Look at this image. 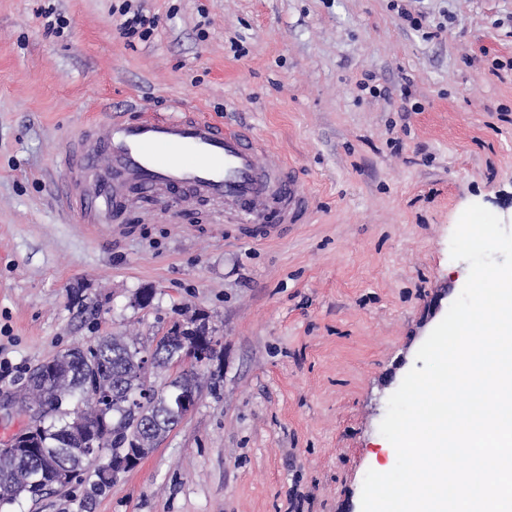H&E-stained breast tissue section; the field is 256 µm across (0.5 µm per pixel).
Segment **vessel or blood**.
Returning a JSON list of instances; mask_svg holds the SVG:
<instances>
[{
  "instance_id": "1",
  "label": "vessel or blood",
  "mask_w": 512,
  "mask_h": 512,
  "mask_svg": "<svg viewBox=\"0 0 512 512\" xmlns=\"http://www.w3.org/2000/svg\"><path fill=\"white\" fill-rule=\"evenodd\" d=\"M266 152L248 131L189 112L129 119L118 110L65 144L62 200L87 234L116 235L132 195L180 189L193 199L224 202L230 218L263 225L270 239L269 216L304 223L311 194L290 166Z\"/></svg>"
}]
</instances>
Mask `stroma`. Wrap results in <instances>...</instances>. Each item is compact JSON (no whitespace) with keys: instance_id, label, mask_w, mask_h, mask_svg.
Instances as JSON below:
<instances>
[{"instance_id":"stroma-1","label":"stroma","mask_w":512,"mask_h":512,"mask_svg":"<svg viewBox=\"0 0 512 512\" xmlns=\"http://www.w3.org/2000/svg\"><path fill=\"white\" fill-rule=\"evenodd\" d=\"M121 0H0V402L57 353L103 336L150 348L206 315L220 344L194 410L112 487L0 512H361L391 470L379 425L461 293L450 237L477 203L512 225V0H144L158 25L127 43ZM67 23L49 33L44 12ZM371 73L386 95L359 96ZM199 112L264 138L312 195L277 240L173 224L140 204L126 236L92 238L58 201L57 155L112 107ZM151 290L140 305L142 290Z\"/></svg>"}]
</instances>
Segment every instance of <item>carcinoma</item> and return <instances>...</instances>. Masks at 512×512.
<instances>
[{"mask_svg": "<svg viewBox=\"0 0 512 512\" xmlns=\"http://www.w3.org/2000/svg\"><path fill=\"white\" fill-rule=\"evenodd\" d=\"M190 334L192 331L178 325L171 328L154 349V367H168L179 361ZM145 353L147 349L124 336H105L87 347L68 349L34 370L44 379L28 380L22 390L42 410L40 426L21 441L23 448H0V485L14 484L11 494L0 496L1 505L19 497L37 499L53 489L50 483L32 489L24 480V474L45 468L48 458L57 457L71 466L80 482L89 466L84 456L90 449H96L110 463L111 448H120L127 456L134 453L137 442L145 438L140 432L143 422L153 423L154 431L165 434L180 423L164 396L143 394L137 374ZM90 384L100 389L105 399L96 407L86 406L85 423L75 426L71 411L63 405L76 396H85ZM170 386L196 392L198 373L184 369Z\"/></svg>", "mask_w": 512, "mask_h": 512, "instance_id": "carcinoma-1", "label": "carcinoma"}]
</instances>
